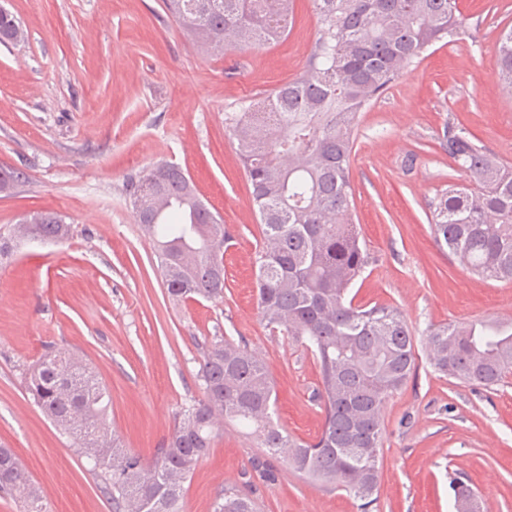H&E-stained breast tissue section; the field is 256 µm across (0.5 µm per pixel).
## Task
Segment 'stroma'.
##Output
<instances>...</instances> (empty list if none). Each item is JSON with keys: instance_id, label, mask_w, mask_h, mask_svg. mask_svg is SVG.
<instances>
[{"instance_id": "35a3bbf8", "label": "stroma", "mask_w": 512, "mask_h": 512, "mask_svg": "<svg viewBox=\"0 0 512 512\" xmlns=\"http://www.w3.org/2000/svg\"><path fill=\"white\" fill-rule=\"evenodd\" d=\"M26 31L0 45V232L35 212L72 226L61 242L15 240L0 256V445L19 455L47 512H110L77 448L34 404L26 374L49 350L87 358L112 397V432L153 463L178 412L202 396L204 342L245 341L275 385L274 420L297 441L319 434L318 368L304 346L268 328L257 303L261 230L252 187L224 115L303 75L319 36L312 0H295L285 36L259 50L208 52L164 0H0ZM465 26L426 48L365 112L351 155L353 214L373 262L351 293L393 305L417 335V368L384 410L374 512H455L449 479L512 512V377L494 390L434 373L429 324L512 320V283L482 280L434 242L429 203L460 181L440 147L466 127L512 163V86L496 80L495 43L512 0H457ZM159 161L179 165L228 227L224 296L169 297L125 185ZM259 512H359L224 422L186 484L183 512H213L224 488Z\"/></svg>"}]
</instances>
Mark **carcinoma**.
Segmentation results:
<instances>
[{"instance_id":"carcinoma-1","label":"carcinoma","mask_w":512,"mask_h":512,"mask_svg":"<svg viewBox=\"0 0 512 512\" xmlns=\"http://www.w3.org/2000/svg\"><path fill=\"white\" fill-rule=\"evenodd\" d=\"M170 14L209 51L259 49L288 31L294 0H165ZM321 20L310 67L298 79L224 113L252 187L262 245L255 268L262 320L300 341L319 369L314 396L324 421L298 442L273 419L274 384L265 363L242 343L202 346V398L184 408L156 460L145 465L108 423L110 394L81 357L46 356L27 377L42 412L93 463L112 512H182L185 483L206 458L223 417L252 428L260 447L313 481L337 487L371 512L383 410L415 368V336L399 308L353 304L349 290L369 265L352 209L350 161L362 112L429 46L459 34L455 0H312ZM24 31L0 11V43ZM498 79L512 85V27L495 44ZM463 176L431 203V229L472 274L512 281V164L489 152L464 126L448 124L440 142ZM152 240L169 296L224 295L223 219L198 197L190 176L161 162L125 187ZM71 225L52 212L24 217L15 238L62 241ZM431 368L464 385L493 390L512 375V321L429 326ZM455 501L478 490L451 478ZM0 494L24 512H45L39 487L19 456L0 446ZM213 512H256L255 502L224 489Z\"/></svg>"}]
</instances>
